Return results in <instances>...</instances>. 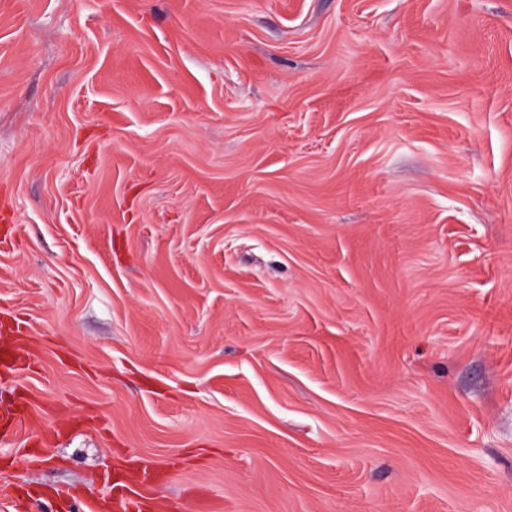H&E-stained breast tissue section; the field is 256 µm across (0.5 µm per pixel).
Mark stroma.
Instances as JSON below:
<instances>
[{
  "instance_id": "obj_1",
  "label": "stroma",
  "mask_w": 512,
  "mask_h": 512,
  "mask_svg": "<svg viewBox=\"0 0 512 512\" xmlns=\"http://www.w3.org/2000/svg\"><path fill=\"white\" fill-rule=\"evenodd\" d=\"M0 512H512V0H0Z\"/></svg>"
}]
</instances>
